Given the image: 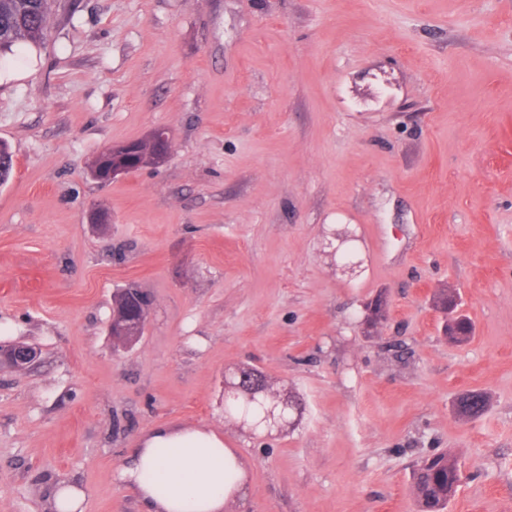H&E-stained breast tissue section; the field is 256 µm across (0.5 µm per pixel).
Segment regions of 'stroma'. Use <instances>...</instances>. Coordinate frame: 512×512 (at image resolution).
I'll list each match as a JSON object with an SVG mask.
<instances>
[{"mask_svg":"<svg viewBox=\"0 0 512 512\" xmlns=\"http://www.w3.org/2000/svg\"><path fill=\"white\" fill-rule=\"evenodd\" d=\"M160 127L163 164L87 175ZM0 140V343L43 349L0 369V512H48L63 480L84 512H142L115 472L162 424L241 450L242 512H417L412 471L444 448L447 512H512V0H58L0 78ZM132 284L149 316L116 353ZM239 367L299 403L292 425L225 417ZM468 391L488 407L463 420ZM138 148L139 140H132L108 147L104 152L112 151V153L101 154L95 159V161L92 163V166L96 168V170H98L102 175H108L110 170H112V172L109 174L108 178L105 179L104 177H101L96 170L90 168L91 176L95 180H98L100 183H106L108 181H112L118 176L126 175L128 173L127 166H112L114 164L120 163L121 161H124L120 158V156H112V154H126L130 158L131 162H133L136 157Z\"/></svg>","mask_w":512,"mask_h":512,"instance_id":"35a3bbf8","label":"stroma"}]
</instances>
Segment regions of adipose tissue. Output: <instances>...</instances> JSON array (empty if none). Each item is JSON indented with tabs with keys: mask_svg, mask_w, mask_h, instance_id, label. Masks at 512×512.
I'll list each match as a JSON object with an SVG mask.
<instances>
[{
	"mask_svg": "<svg viewBox=\"0 0 512 512\" xmlns=\"http://www.w3.org/2000/svg\"><path fill=\"white\" fill-rule=\"evenodd\" d=\"M249 467L214 429L158 426L141 435L116 478L143 512H228L245 497Z\"/></svg>",
	"mask_w": 512,
	"mask_h": 512,
	"instance_id": "1",
	"label": "adipose tissue"
}]
</instances>
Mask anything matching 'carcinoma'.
<instances>
[{"label":"carcinoma","mask_w":512,"mask_h":512,"mask_svg":"<svg viewBox=\"0 0 512 512\" xmlns=\"http://www.w3.org/2000/svg\"><path fill=\"white\" fill-rule=\"evenodd\" d=\"M52 15L51 0H0V66L24 64L27 48L36 46L47 37ZM13 172V158L7 144L0 142V184ZM449 338L457 342L467 339L471 331L464 316L446 324ZM260 395L246 386L236 395L224 399V413L233 417L246 416L255 421L262 415ZM461 481L457 457L442 451L427 459L412 475V490L419 512H444L455 496Z\"/></svg>","instance_id":"1"}]
</instances>
